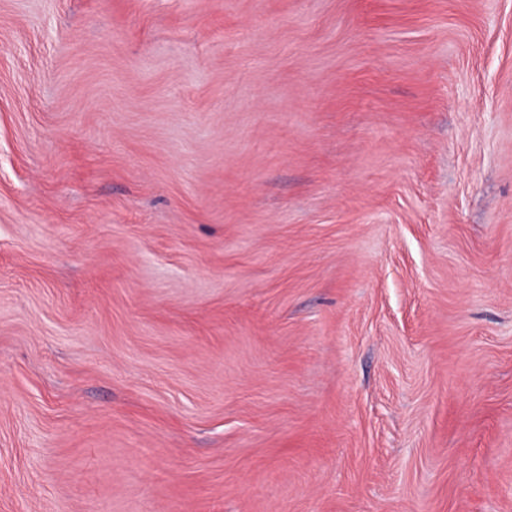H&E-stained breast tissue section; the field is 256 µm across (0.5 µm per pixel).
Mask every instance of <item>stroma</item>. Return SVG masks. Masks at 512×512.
<instances>
[{
  "mask_svg": "<svg viewBox=\"0 0 512 512\" xmlns=\"http://www.w3.org/2000/svg\"><path fill=\"white\" fill-rule=\"evenodd\" d=\"M0 512H512V0H0Z\"/></svg>",
  "mask_w": 512,
  "mask_h": 512,
  "instance_id": "stroma-1",
  "label": "stroma"
}]
</instances>
